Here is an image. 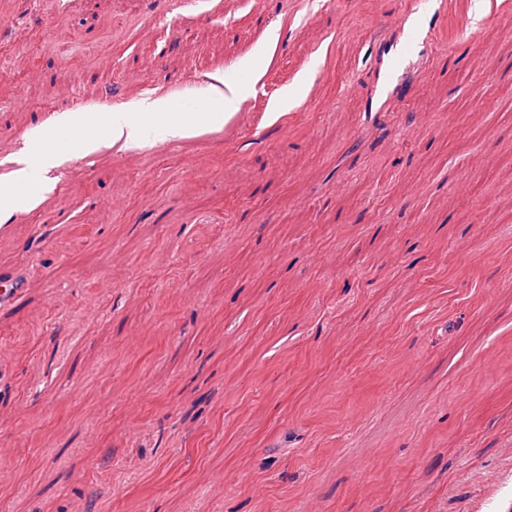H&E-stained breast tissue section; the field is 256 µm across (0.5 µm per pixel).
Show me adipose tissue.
<instances>
[{
  "label": "adipose tissue",
  "instance_id": "ef3b65f1",
  "mask_svg": "<svg viewBox=\"0 0 512 512\" xmlns=\"http://www.w3.org/2000/svg\"><path fill=\"white\" fill-rule=\"evenodd\" d=\"M272 56L251 70L248 81L225 79L216 72L196 112H177L166 96L143 98L128 111L89 117L62 112L48 125L32 129L24 149L12 159L13 168L0 175V223L22 209L36 207L52 184L51 174L75 156H89L115 145L143 149L158 143H180L223 127L240 101L263 76Z\"/></svg>",
  "mask_w": 512,
  "mask_h": 512
}]
</instances>
